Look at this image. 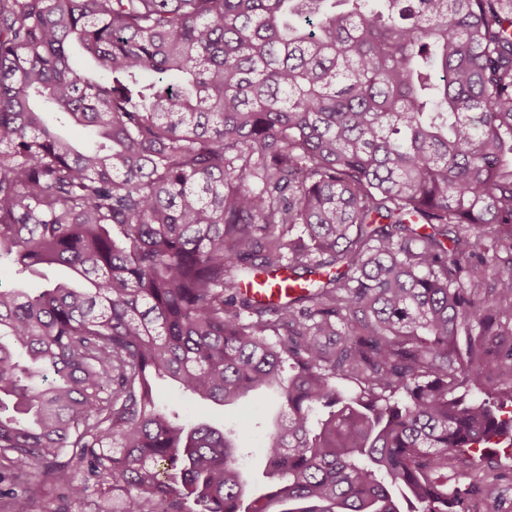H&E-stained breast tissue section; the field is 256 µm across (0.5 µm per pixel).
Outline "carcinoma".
<instances>
[{
	"instance_id": "obj_1",
	"label": "carcinoma",
	"mask_w": 512,
	"mask_h": 512,
	"mask_svg": "<svg viewBox=\"0 0 512 512\" xmlns=\"http://www.w3.org/2000/svg\"><path fill=\"white\" fill-rule=\"evenodd\" d=\"M2 261L66 275L0 289V512L39 473L93 512H472L448 460H512V0H0ZM163 377L277 389L269 492Z\"/></svg>"
}]
</instances>
